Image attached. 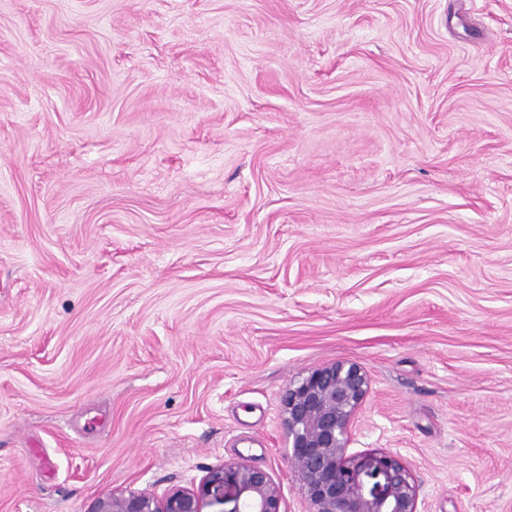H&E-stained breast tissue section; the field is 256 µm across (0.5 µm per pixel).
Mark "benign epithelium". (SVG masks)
<instances>
[{
    "instance_id": "7a95c632",
    "label": "benign epithelium",
    "mask_w": 512,
    "mask_h": 512,
    "mask_svg": "<svg viewBox=\"0 0 512 512\" xmlns=\"http://www.w3.org/2000/svg\"><path fill=\"white\" fill-rule=\"evenodd\" d=\"M370 390L356 363L337 361L288 386L284 398L288 448L311 512H418V486L397 456L368 460L348 453L354 419ZM383 478L365 490L361 473ZM233 503L228 512H281L279 486L259 468L231 462L214 469L198 487L176 490L158 500L142 492H113L89 512H203L207 502Z\"/></svg>"
}]
</instances>
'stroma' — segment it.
<instances>
[{
  "label": "stroma",
  "mask_w": 512,
  "mask_h": 512,
  "mask_svg": "<svg viewBox=\"0 0 512 512\" xmlns=\"http://www.w3.org/2000/svg\"><path fill=\"white\" fill-rule=\"evenodd\" d=\"M419 512H512V0H0V512L228 462L290 381Z\"/></svg>",
  "instance_id": "35a3bbf8"
}]
</instances>
